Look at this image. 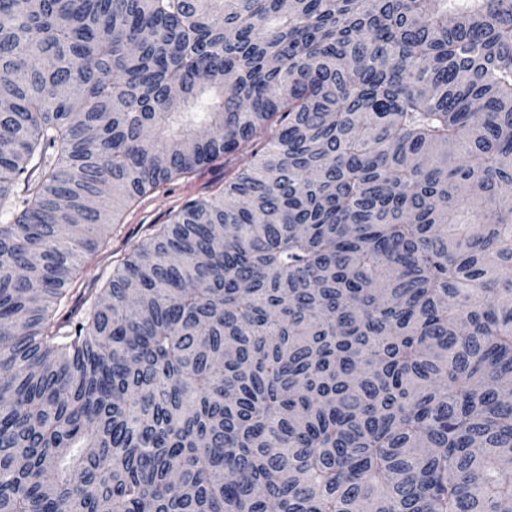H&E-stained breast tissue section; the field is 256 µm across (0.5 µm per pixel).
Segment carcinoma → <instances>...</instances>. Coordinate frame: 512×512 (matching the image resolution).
I'll return each instance as SVG.
<instances>
[{
    "instance_id": "cac0c4a2",
    "label": "carcinoma",
    "mask_w": 512,
    "mask_h": 512,
    "mask_svg": "<svg viewBox=\"0 0 512 512\" xmlns=\"http://www.w3.org/2000/svg\"><path fill=\"white\" fill-rule=\"evenodd\" d=\"M0 98V512L512 507V0H0ZM235 155L199 167L190 178L178 179L125 207L121 224L112 228L108 244L89 259L80 272L79 288H101L113 268L126 256L132 244L146 238L156 225L167 224L171 216L190 199L209 196L224 188L242 167Z\"/></svg>"
}]
</instances>
